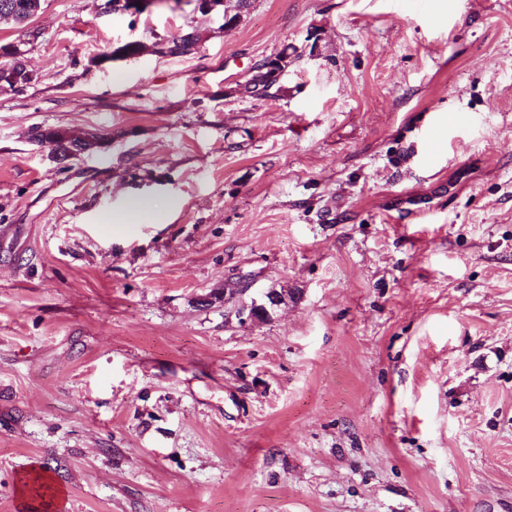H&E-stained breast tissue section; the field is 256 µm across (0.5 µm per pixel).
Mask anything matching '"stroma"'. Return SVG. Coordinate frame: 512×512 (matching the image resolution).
Segmentation results:
<instances>
[{
    "label": "stroma",
    "instance_id": "obj_1",
    "mask_svg": "<svg viewBox=\"0 0 512 512\" xmlns=\"http://www.w3.org/2000/svg\"><path fill=\"white\" fill-rule=\"evenodd\" d=\"M105 2L0 90V512H512V0ZM200 41L195 31L179 32L159 38L154 43L155 53L171 56H185L194 53ZM268 59V60H267ZM264 59L253 67L254 74L244 84V89L251 97L265 98L271 96V90L275 89V92H279L282 89V79L271 76L264 69L266 61L268 68L273 69L281 77L285 72L284 65L276 56ZM280 68H282L280 70ZM31 139L38 144H48L51 152L65 159L73 154L90 152L101 144L102 136L82 137L68 131L35 127L30 131ZM281 304L283 303L275 301L273 304L267 303L259 305L255 299L251 300L250 303L241 302L237 306H234L229 314H234L235 317L242 323H261L262 321L269 320L272 316V313ZM259 317H264L265 320H260Z\"/></svg>",
    "mask_w": 512,
    "mask_h": 512
}]
</instances>
